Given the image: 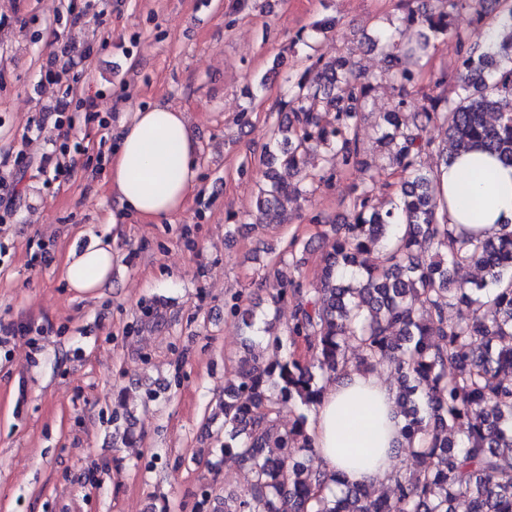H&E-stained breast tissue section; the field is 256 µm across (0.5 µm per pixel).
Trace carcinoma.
<instances>
[{
    "label": "carcinoma",
    "instance_id": "obj_1",
    "mask_svg": "<svg viewBox=\"0 0 512 512\" xmlns=\"http://www.w3.org/2000/svg\"><path fill=\"white\" fill-rule=\"evenodd\" d=\"M459 9L474 13L470 34L452 27ZM416 23L427 34L413 42L406 33ZM494 24L509 29L508 39L481 47L483 29ZM326 29L317 22L298 38L314 75L288 78V117L264 150L259 224L278 223V205L307 195L306 181H330L360 163L358 127L375 77L351 52L318 55ZM450 35L460 45L452 73L416 98L422 55ZM369 45L387 60L394 91L378 123L387 164L365 168L316 280L274 271L280 288L271 305L295 301L284 328L235 296L224 302L248 352L224 386L222 451L251 472L249 490L224 496V512H455L458 501L468 512H512V230L493 239L455 234L437 189L438 166L454 150L479 147L512 166V0H434L424 8L406 0ZM436 126L447 134L440 143L428 136ZM387 166L401 179L382 195ZM279 167L297 180H282ZM464 265L480 278L454 280ZM353 360L365 369L387 363L397 374V413L417 467L397 473L389 498L363 487L331 498V478L313 464L309 413ZM285 409L299 410L286 428Z\"/></svg>",
    "mask_w": 512,
    "mask_h": 512
}]
</instances>
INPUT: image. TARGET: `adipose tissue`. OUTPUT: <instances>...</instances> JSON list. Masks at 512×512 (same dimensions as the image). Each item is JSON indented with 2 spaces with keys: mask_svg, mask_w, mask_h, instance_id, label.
Listing matches in <instances>:
<instances>
[{
  "mask_svg": "<svg viewBox=\"0 0 512 512\" xmlns=\"http://www.w3.org/2000/svg\"><path fill=\"white\" fill-rule=\"evenodd\" d=\"M102 176L118 203L113 223L173 221L198 186L196 146L185 113L164 106L137 110L122 126ZM442 188L448 222L457 230L494 238L512 224V166L494 156L471 151L450 158ZM62 276L79 292L109 287L111 245L68 254ZM395 399V388L379 374L352 370L330 383L310 418L320 470L344 487L390 485L403 440Z\"/></svg>",
  "mask_w": 512,
  "mask_h": 512,
  "instance_id": "ef3b65f1",
  "label": "adipose tissue"
}]
</instances>
